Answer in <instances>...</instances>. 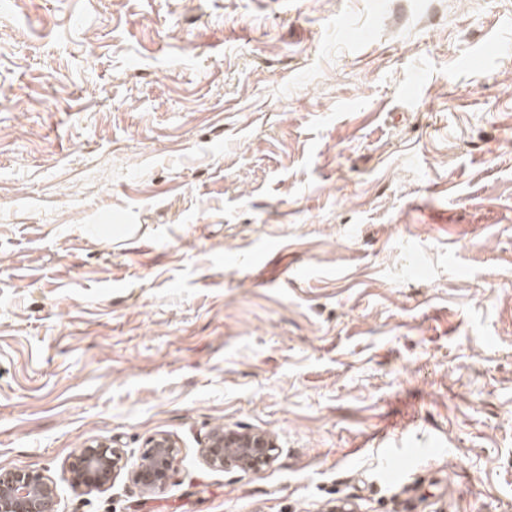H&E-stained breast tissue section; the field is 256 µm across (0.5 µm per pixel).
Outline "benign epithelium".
<instances>
[{"label":"benign epithelium","mask_w":512,"mask_h":512,"mask_svg":"<svg viewBox=\"0 0 512 512\" xmlns=\"http://www.w3.org/2000/svg\"><path fill=\"white\" fill-rule=\"evenodd\" d=\"M275 440L262 432L235 429L214 432L199 449L205 464L226 473L262 470L275 460ZM177 441L159 433L133 465L108 440H92L68 462L67 480L78 491L101 492L121 474L144 494L162 490L178 461ZM57 486L53 478L35 469L0 470V512H56Z\"/></svg>","instance_id":"1"}]
</instances>
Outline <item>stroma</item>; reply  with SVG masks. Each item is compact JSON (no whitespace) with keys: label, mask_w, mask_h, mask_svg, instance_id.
<instances>
[{"label":"stroma","mask_w":512,"mask_h":512,"mask_svg":"<svg viewBox=\"0 0 512 512\" xmlns=\"http://www.w3.org/2000/svg\"><path fill=\"white\" fill-rule=\"evenodd\" d=\"M220 426L274 462L208 468ZM157 433L161 492L62 479ZM1 468L58 512H512V0H0Z\"/></svg>","instance_id":"stroma-1"}]
</instances>
